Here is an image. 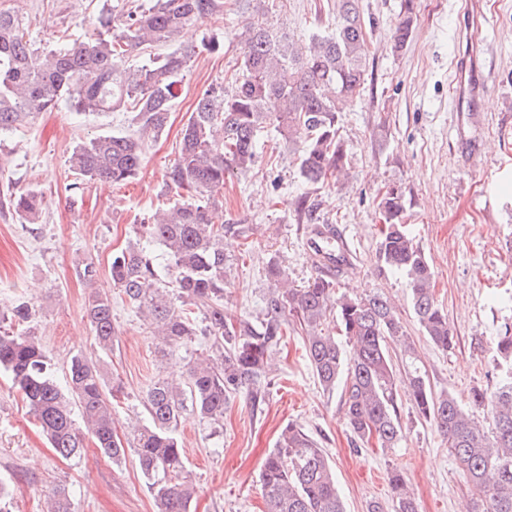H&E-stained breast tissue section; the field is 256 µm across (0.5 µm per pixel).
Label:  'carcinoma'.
<instances>
[{"instance_id":"cac0c4a2","label":"carcinoma","mask_w":512,"mask_h":512,"mask_svg":"<svg viewBox=\"0 0 512 512\" xmlns=\"http://www.w3.org/2000/svg\"><path fill=\"white\" fill-rule=\"evenodd\" d=\"M340 24L332 33L314 32L300 48L274 40L259 23L246 25L234 86L209 84L182 129L178 158L167 172L165 189L176 202L155 212L135 230L138 242L112 254V286L153 326L165 360L184 363L186 381L173 386L156 379L145 397L148 422L132 431L136 460L147 479L157 512H190L196 486L185 466L177 435L184 411L218 422L228 395L245 390L253 406L265 400L261 382L272 355L292 322L305 332L311 367L324 390L341 388L354 440L382 449L402 438L400 408L406 401L448 442V452L467 475L482 512H512V327L495 337L501 368L495 390H475L471 402L487 410L485 429L454 394L432 391L414 340L395 308L380 294L332 301L336 282L317 276L300 287L288 285L285 270L268 262L273 288L263 297L261 317L224 310L227 260L224 235L240 233L214 215L209 193L256 162L257 136L275 125L302 144L298 168L310 184L339 181L346 154L338 135V114L360 96L367 78L366 32L358 0H337ZM417 0H402L392 41L403 50L412 38ZM207 15H224V0H154L129 10L119 24L103 12L84 39L40 49L27 38L23 16L0 11V132H13L42 112L66 105L74 112H136L131 135L100 134L74 147L69 165L76 194L95 182L120 185L142 169L145 147L162 133L179 97L180 83L195 48L179 43L183 29ZM167 51L131 68L125 57L144 46ZM21 222L35 224L41 194L18 188L0 194ZM378 259L407 278L412 307L430 342L446 351L455 342L448 315L433 294V273L405 224V201L388 188L378 205ZM161 244L170 260L166 283H159L154 259L140 241ZM35 305L21 301L0 313L18 327L0 330V371L34 414L51 448L63 458L81 454L85 437L115 463L127 449L113 428L112 400L100 365L75 355L67 364V387L54 381L51 359L30 323ZM95 344L107 353L116 336L112 300L96 291L85 305ZM335 317L336 332L328 330ZM213 340L217 356L187 358L195 338ZM79 412L81 421L74 419ZM259 482L265 512H346L327 452L296 425L281 432L267 456ZM395 512H419L405 475L389 478ZM48 512H74L64 488L48 496Z\"/></svg>"}]
</instances>
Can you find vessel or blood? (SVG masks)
I'll return each mask as SVG.
<instances>
[{"label":"vessel or blood","instance_id":"b4317fda","mask_svg":"<svg viewBox=\"0 0 512 512\" xmlns=\"http://www.w3.org/2000/svg\"><path fill=\"white\" fill-rule=\"evenodd\" d=\"M461 15L466 21L467 47L459 53L454 62L455 78L452 82V101L455 112L467 116L477 110L489 89L485 50L478 37L485 23L482 0H462ZM325 240L323 227H314L309 244L317 248L320 267L325 271L336 268L338 257L347 253L344 242H337L331 250H323Z\"/></svg>","mask_w":512,"mask_h":512}]
</instances>
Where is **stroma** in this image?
I'll return each instance as SVG.
<instances>
[{"instance_id":"stroma-1","label":"stroma","mask_w":512,"mask_h":512,"mask_svg":"<svg viewBox=\"0 0 512 512\" xmlns=\"http://www.w3.org/2000/svg\"><path fill=\"white\" fill-rule=\"evenodd\" d=\"M150 0H0V11L22 13L28 36L41 48L73 42L92 30L101 12L121 19L126 9ZM407 47L391 51L401 0H359L367 39L368 79L360 98L339 114L348 155L347 175L320 188L298 170V144L274 126L261 132L250 172L226 179L212 197L224 222L242 234L224 238L231 262L224 307L254 317L271 282L269 261L280 263L293 285L318 273L307 247L308 224L294 216L298 197L315 204L318 224L345 231L351 252L335 292L378 293L396 307L413 337L434 391L469 400L472 390L494 387L499 367L494 336L512 325V0H485L481 31L486 64L496 84L471 119L467 141L456 135L449 92L450 60L462 49L458 0H417ZM250 21L279 39L297 42L340 21L336 0H224L223 17L186 29L181 41L221 40L220 53L195 54L164 131L152 141L143 169L122 185L95 183L67 192L75 176L68 158L75 145L104 133H129L131 112H44L18 131L0 135V186L13 182L43 194L42 219L21 223L0 211V310L33 300V327L66 383L69 359L99 360L113 390L115 427L126 437L130 421L146 417V391L157 377L183 382L184 368L161 361L159 342L122 293L112 286V253L134 241L133 228L176 199L163 190L179 149L182 128L208 84L231 82L241 55L234 42ZM404 192L406 222L434 272V297L448 313L457 338L443 351L422 333L404 276L378 260L377 203L387 187ZM94 262L99 279L88 288L81 276ZM108 292L116 336L111 354L97 349L84 316L92 290ZM302 330H289L264 379L266 399L253 409L246 394H232L222 422L185 411L179 438L186 468L197 487L191 512H264L259 472L281 430L296 424L325 448L336 472L346 512H366L371 502L390 504L393 469L407 475L420 512H468L475 496L435 427L403 407L404 438L398 448H354L339 392L324 391L307 358ZM0 479L13 487L11 512H43L45 494L64 488L76 512H156L134 454L114 464L86 441L80 457L58 458L9 376L0 372Z\"/></svg>"}]
</instances>
